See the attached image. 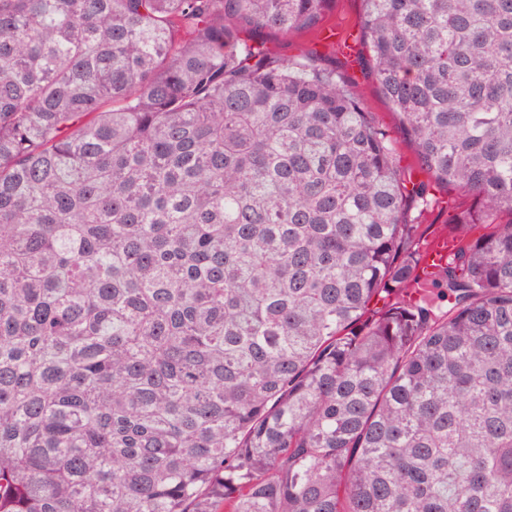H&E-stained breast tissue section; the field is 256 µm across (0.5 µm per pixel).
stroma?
Listing matches in <instances>:
<instances>
[{
    "label": "stroma",
    "instance_id": "obj_1",
    "mask_svg": "<svg viewBox=\"0 0 512 512\" xmlns=\"http://www.w3.org/2000/svg\"><path fill=\"white\" fill-rule=\"evenodd\" d=\"M241 37L248 43L261 44L272 54L286 60L308 56L319 66L335 70L337 75L342 76L345 92L359 100L374 123L385 131L406 178L424 185L427 199L424 204L411 207L408 218L422 226L425 237L448 233L452 218L471 206L470 197L458 190L436 184L420 168L412 145L401 133L395 115L373 81L367 49H360L356 59H346L338 50L321 45L313 30L283 35L247 29Z\"/></svg>",
    "mask_w": 512,
    "mask_h": 512
}]
</instances>
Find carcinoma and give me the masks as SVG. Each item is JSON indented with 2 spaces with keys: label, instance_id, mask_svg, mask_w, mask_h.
I'll use <instances>...</instances> for the list:
<instances>
[{
  "label": "carcinoma",
  "instance_id": "carcinoma-1",
  "mask_svg": "<svg viewBox=\"0 0 512 512\" xmlns=\"http://www.w3.org/2000/svg\"><path fill=\"white\" fill-rule=\"evenodd\" d=\"M364 2L431 273L328 0H0V512H512V0ZM363 2L361 0H332L324 14V23L335 24L351 31L360 41L359 53L355 60L344 58L336 49H328L318 42L319 30H301L283 35L270 31L244 30L241 38L251 44L259 43L272 54L292 60L301 55L314 59L319 66L336 70V75L343 77V88L347 94L359 100L376 125L386 132L396 158L406 179L422 183L426 189L427 199L422 205L418 203L408 211V219L414 224H422L424 246L435 234H447L449 222L460 211L468 209L473 201L464 193L438 185L430 175L420 168L414 149L400 132L398 121L381 96L370 73L368 51L361 37V18ZM454 249L451 237H439L426 248L421 266L431 272L444 265ZM322 41L326 45H336L346 56L355 55L358 43L354 36L342 35L335 28H326L321 33Z\"/></svg>",
  "mask_w": 512,
  "mask_h": 512
}]
</instances>
